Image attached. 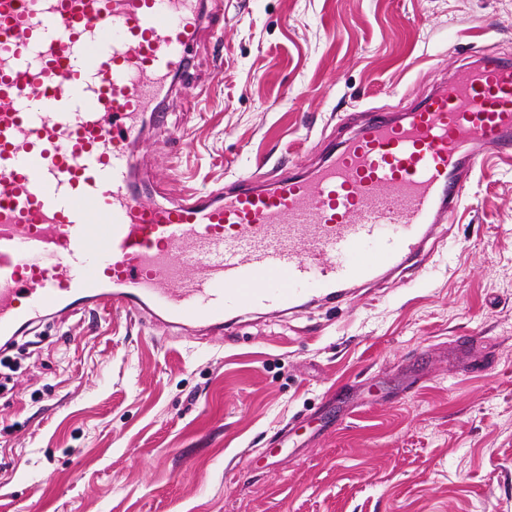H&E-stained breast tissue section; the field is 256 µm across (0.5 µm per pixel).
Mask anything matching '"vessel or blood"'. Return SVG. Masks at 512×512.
I'll use <instances>...</instances> for the list:
<instances>
[{"mask_svg":"<svg viewBox=\"0 0 512 512\" xmlns=\"http://www.w3.org/2000/svg\"><path fill=\"white\" fill-rule=\"evenodd\" d=\"M221 12V0H0L1 339L55 309L220 330L243 310L341 297L418 256L462 206L475 146L512 144V64L486 55L400 118L373 116L317 169L145 202L142 118Z\"/></svg>","mask_w":512,"mask_h":512,"instance_id":"b4317fda","label":"vessel or blood"}]
</instances>
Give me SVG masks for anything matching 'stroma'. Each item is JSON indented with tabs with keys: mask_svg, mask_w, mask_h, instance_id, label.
I'll use <instances>...</instances> for the list:
<instances>
[{
	"mask_svg": "<svg viewBox=\"0 0 512 512\" xmlns=\"http://www.w3.org/2000/svg\"><path fill=\"white\" fill-rule=\"evenodd\" d=\"M481 51L512 59V0H224L141 177L176 200L315 167ZM476 152L417 258L344 300L31 332L0 366V512H512V156Z\"/></svg>",
	"mask_w": 512,
	"mask_h": 512,
	"instance_id": "35a3bbf8",
	"label": "stroma"
}]
</instances>
